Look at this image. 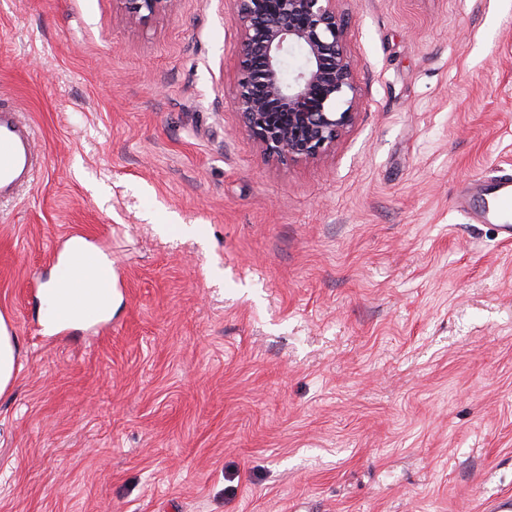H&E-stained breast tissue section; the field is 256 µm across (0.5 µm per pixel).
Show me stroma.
<instances>
[{
    "label": "stroma",
    "instance_id": "stroma-1",
    "mask_svg": "<svg viewBox=\"0 0 512 512\" xmlns=\"http://www.w3.org/2000/svg\"><path fill=\"white\" fill-rule=\"evenodd\" d=\"M356 119L266 161L233 0H0L33 187L0 208V512H483L512 492V0H337ZM112 312L47 331L64 236ZM175 0H118L126 19L145 22L165 14ZM478 193L483 194L486 207L481 210L480 217L492 219L500 224V228L508 235L506 240L512 239V225L506 219L512 213V175H492L478 179L475 183ZM17 339L9 330L7 322L0 316V394L14 382L16 368Z\"/></svg>",
    "mask_w": 512,
    "mask_h": 512
}]
</instances>
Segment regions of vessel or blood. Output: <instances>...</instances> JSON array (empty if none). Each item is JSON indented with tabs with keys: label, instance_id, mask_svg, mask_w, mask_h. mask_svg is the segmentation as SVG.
<instances>
[{
	"label": "vessel or blood",
	"instance_id": "b4317fda",
	"mask_svg": "<svg viewBox=\"0 0 512 512\" xmlns=\"http://www.w3.org/2000/svg\"><path fill=\"white\" fill-rule=\"evenodd\" d=\"M41 168L34 127L12 105L0 101V206L15 201ZM475 187L486 200L481 217L497 221L512 238V222L507 219L512 213V175L481 178Z\"/></svg>",
	"mask_w": 512,
	"mask_h": 512
}]
</instances>
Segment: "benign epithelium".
Wrapping results in <instances>:
<instances>
[{"mask_svg":"<svg viewBox=\"0 0 512 512\" xmlns=\"http://www.w3.org/2000/svg\"><path fill=\"white\" fill-rule=\"evenodd\" d=\"M149 21L174 0H117ZM240 35L236 110L264 156L314 161L352 125L353 64L336 0H235Z\"/></svg>","mask_w":512,"mask_h":512,"instance_id":"obj_1","label":"benign epithelium"}]
</instances>
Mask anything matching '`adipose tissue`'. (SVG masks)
Listing matches in <instances>:
<instances>
[{"label": "adipose tissue", "mask_w": 512, "mask_h": 512, "mask_svg": "<svg viewBox=\"0 0 512 512\" xmlns=\"http://www.w3.org/2000/svg\"><path fill=\"white\" fill-rule=\"evenodd\" d=\"M109 271V263L93 257L84 243L72 244L48 287L47 319L78 324L96 317L98 308H109L112 300Z\"/></svg>", "instance_id": "adipose-tissue-1"}]
</instances>
